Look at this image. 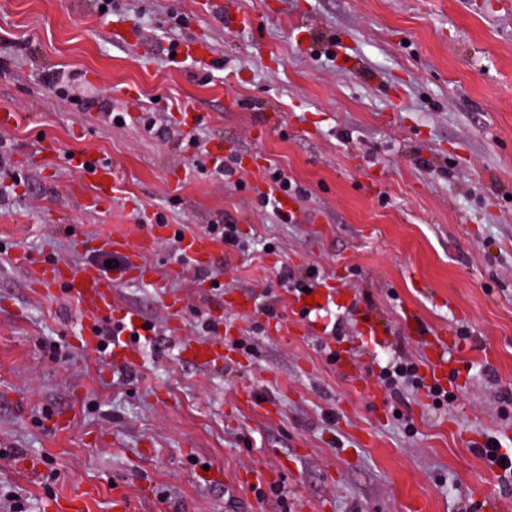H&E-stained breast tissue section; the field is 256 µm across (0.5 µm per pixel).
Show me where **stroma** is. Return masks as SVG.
I'll list each match as a JSON object with an SVG mask.
<instances>
[{
  "mask_svg": "<svg viewBox=\"0 0 512 512\" xmlns=\"http://www.w3.org/2000/svg\"><path fill=\"white\" fill-rule=\"evenodd\" d=\"M227 2L246 25L210 0H112L109 18L98 0H0V107L17 115L0 128V494L29 512L78 488L85 512L118 497L127 512H479L484 489L512 512L474 451L512 448V0ZM174 44L207 54L172 63ZM60 69L58 90L46 77ZM99 97L127 108L124 124L86 108ZM145 108L167 135L144 129ZM80 153L117 167L110 206L85 208ZM275 167L294 186L288 224L262 206ZM159 213L186 238L237 224L240 245L213 244L218 287L180 271ZM112 235L157 277L113 290L153 328L126 379L74 342L106 320L40 295L11 260L94 264ZM313 267L331 299L301 319L279 274ZM370 314L384 345L362 334ZM409 314L440 341L450 406L356 386L400 353L425 359ZM216 335L223 362L185 354ZM252 472L278 474L281 494L258 496Z\"/></svg>",
  "mask_w": 512,
  "mask_h": 512,
  "instance_id": "obj_1",
  "label": "stroma"
}]
</instances>
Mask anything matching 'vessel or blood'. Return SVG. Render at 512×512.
I'll return each mask as SVG.
<instances>
[{
  "label": "vessel or blood",
  "mask_w": 512,
  "mask_h": 512,
  "mask_svg": "<svg viewBox=\"0 0 512 512\" xmlns=\"http://www.w3.org/2000/svg\"><path fill=\"white\" fill-rule=\"evenodd\" d=\"M72 163L75 168L90 169L95 179L96 190L86 200L88 208L99 209L110 204L112 195L106 192L105 186L117 182L116 167L108 162L90 163L82 155L73 157ZM101 246L112 253L124 255L125 261L117 272L110 273L95 265L74 268L55 261L34 262L21 252L15 253L13 259L25 267L31 286L41 294L52 296L64 292L88 310L117 325L120 336L113 341L109 357L113 368L120 369L131 366L136 360V351L129 342L130 337H145L149 331L146 326L135 325V309L116 305L112 290L124 280H149L151 270L145 264L142 252L130 249L124 239L110 237L102 240ZM221 348V339L214 338L197 347L188 346L187 351L195 363L203 365L221 360Z\"/></svg>",
  "instance_id": "b4317fda"
}]
</instances>
